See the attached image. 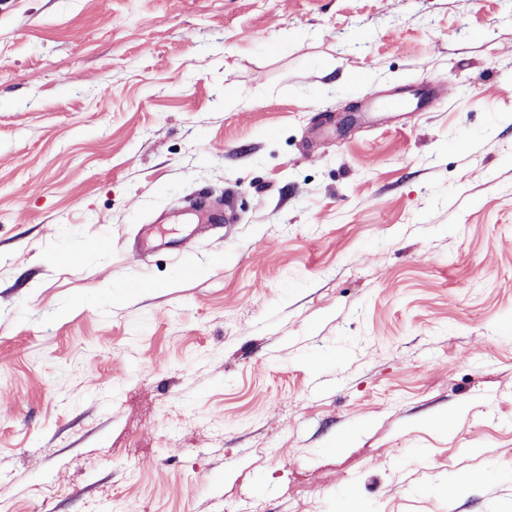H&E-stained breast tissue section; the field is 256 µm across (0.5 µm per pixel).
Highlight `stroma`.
Returning <instances> with one entry per match:
<instances>
[{
	"mask_svg": "<svg viewBox=\"0 0 512 512\" xmlns=\"http://www.w3.org/2000/svg\"><path fill=\"white\" fill-rule=\"evenodd\" d=\"M249 500L512 512V0H0V512ZM442 105V100L430 89H421L418 93L416 104L408 99H390L385 103V108L391 112H415L425 107L426 111L434 110Z\"/></svg>",
	"mask_w": 512,
	"mask_h": 512,
	"instance_id": "35a3bbf8",
	"label": "stroma"
}]
</instances>
